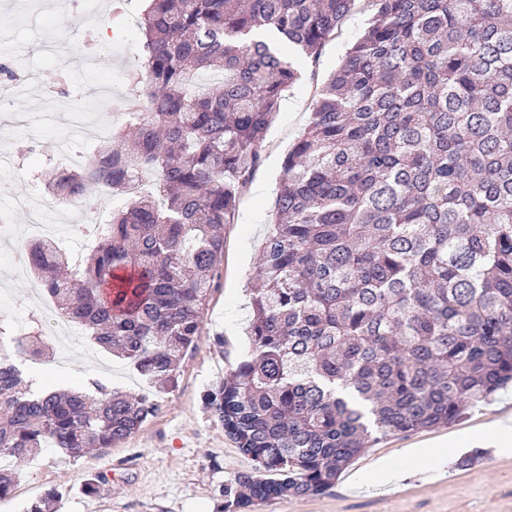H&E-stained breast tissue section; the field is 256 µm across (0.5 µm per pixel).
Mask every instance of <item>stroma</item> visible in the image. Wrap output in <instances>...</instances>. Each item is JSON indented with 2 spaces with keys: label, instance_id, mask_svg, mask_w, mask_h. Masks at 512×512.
<instances>
[{
  "label": "stroma",
  "instance_id": "obj_1",
  "mask_svg": "<svg viewBox=\"0 0 512 512\" xmlns=\"http://www.w3.org/2000/svg\"><path fill=\"white\" fill-rule=\"evenodd\" d=\"M142 0H102L86 30L73 26L82 10L80 0H0V16L10 18L12 52L0 57L15 75L35 74V91L27 112L53 111L58 103L87 106L97 119L121 124L137 101L126 91L127 75L136 70L141 38L138 20ZM372 17L367 0H359L337 38L322 49L318 61L293 56L298 79L273 113L261 151V163L243 188L233 223L224 227V258L203 318L195 347L181 363L175 389L158 393V414L134 434L100 453L78 459L44 452L16 465L12 494L0 499V512H28L46 492L56 491V512H224V489L238 473L252 470L225 435L205 401L206 393L223 381L247 354L251 273L273 207L283 159L311 121L317 93L342 56L363 34ZM68 38L71 49L47 57L45 44ZM106 50L105 69H82L78 57ZM62 125L40 124L27 136L0 124V154L19 156L13 173L16 191H39L35 174L47 166ZM265 186L262 196L254 184ZM36 279L24 272L11 283L0 282V325L15 324L29 302ZM70 363L57 365L47 357L38 377L44 389L67 388L96 378L112 389L136 393L138 373L125 361L98 348L88 336L67 344ZM505 418L512 419V387L488 403L470 409L452 425L397 433L361 452L340 474L336 484L310 498L258 502L248 512H512V456H503L493 439H485V459L460 468L448 464L425 471L405 458L407 449L433 439L453 441L456 454L473 450L465 430ZM402 467L396 488L358 483L359 474L376 458ZM96 483L86 491L87 483Z\"/></svg>",
  "mask_w": 512,
  "mask_h": 512
}]
</instances>
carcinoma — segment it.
Listing matches in <instances>:
<instances>
[{"label": "carcinoma", "instance_id": "cac0c4a2", "mask_svg": "<svg viewBox=\"0 0 512 512\" xmlns=\"http://www.w3.org/2000/svg\"><path fill=\"white\" fill-rule=\"evenodd\" d=\"M145 97L90 166L47 167L84 199L155 181L112 214L83 263L48 241L29 268L55 311L143 377L176 385L201 335L224 225L259 165L288 49L317 58L354 0H147ZM374 17L318 93L283 163L253 273L250 350L206 394L255 463L225 512L318 496L370 444L451 425L512 383V0H372ZM219 73L201 93L191 78ZM49 354L41 335L14 355ZM160 410L96 381L32 388L0 359V455L79 458Z\"/></svg>", "mask_w": 512, "mask_h": 512}]
</instances>
